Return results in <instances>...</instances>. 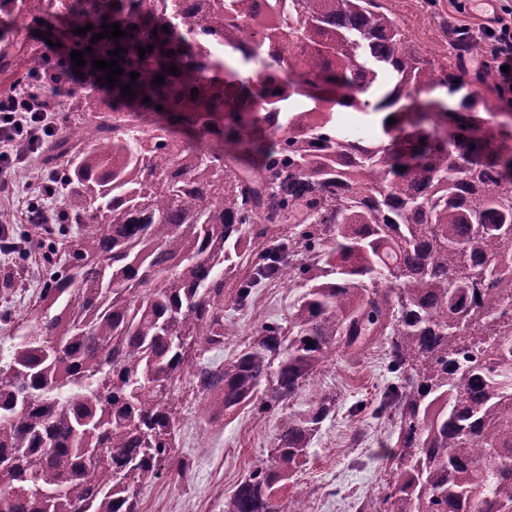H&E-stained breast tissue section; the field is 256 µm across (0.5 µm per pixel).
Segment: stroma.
Masks as SVG:
<instances>
[{
    "label": "stroma",
    "instance_id": "35a3bbf8",
    "mask_svg": "<svg viewBox=\"0 0 512 512\" xmlns=\"http://www.w3.org/2000/svg\"><path fill=\"white\" fill-rule=\"evenodd\" d=\"M458 2L435 0L429 6L425 0H393L391 7L414 49L434 57L436 64L454 67L469 88L478 89L493 105L495 115L490 122L498 127L505 117L497 87L481 85L479 72L465 66L438 26L442 17L459 26L481 23L480 14L458 11ZM70 37L60 9L36 20H18L5 34L15 48H35L46 55L55 54L56 44H69ZM27 192L28 182L22 175L9 190H0V213L8 216L10 224L25 225L28 253V274L21 282L11 278L16 254H0V338L13 335L18 321L32 316L40 288L52 272L44 255L61 260L66 253L67 240L56 225L25 224ZM301 292L298 286L264 283L255 288L247 306L225 303L224 316L235 323L243 343L261 323L285 321ZM396 381L386 344L376 343L357 356L340 348L332 351L323 371L299 394L297 405L307 407L318 394L331 392L337 396L336 412L314 437L307 464L294 487L283 491V498L301 493L307 512H360L368 501L382 507L397 451L399 422L393 414L377 416L373 410L387 386ZM175 397L180 415L174 455L185 470H169L145 485L139 496L140 512H223L225 498L266 458L276 420L245 409L211 421L207 397L186 379L178 384Z\"/></svg>",
    "mask_w": 512,
    "mask_h": 512
}]
</instances>
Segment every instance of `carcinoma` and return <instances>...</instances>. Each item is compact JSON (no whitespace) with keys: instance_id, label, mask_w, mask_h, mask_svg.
<instances>
[{"instance_id":"obj_1","label":"carcinoma","mask_w":512,"mask_h":512,"mask_svg":"<svg viewBox=\"0 0 512 512\" xmlns=\"http://www.w3.org/2000/svg\"><path fill=\"white\" fill-rule=\"evenodd\" d=\"M61 6L73 29L120 23L112 47L133 56L112 89L120 116L76 117L79 142L51 147L70 156L58 223L71 245L0 347V512H139L174 457L191 368L211 420L278 416L224 512H297L279 495L336 410L297 396L333 349L383 339L402 375L378 408L400 428L384 512H512V154L462 77L408 48L385 0H206L191 22L181 0ZM22 12L42 17L45 0H0L1 23ZM253 33L310 49L274 96ZM22 61L51 67L36 49ZM385 73L395 83L375 100ZM315 80L345 95L308 93ZM438 87L462 93L454 111ZM412 91L425 98L408 112ZM70 97L77 113L105 101L95 84ZM338 106L387 111L382 137L339 128ZM266 280L305 288L288 321L202 362L238 336L224 301L244 306Z\"/></svg>"}]
</instances>
